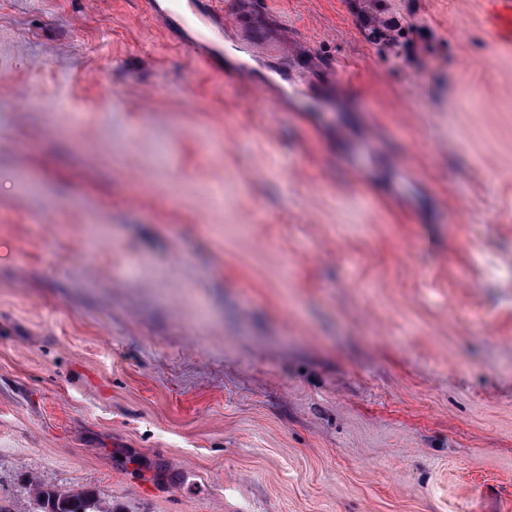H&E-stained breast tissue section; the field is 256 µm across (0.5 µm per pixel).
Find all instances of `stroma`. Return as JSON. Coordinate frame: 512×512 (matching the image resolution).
I'll use <instances>...</instances> for the list:
<instances>
[{"mask_svg": "<svg viewBox=\"0 0 512 512\" xmlns=\"http://www.w3.org/2000/svg\"><path fill=\"white\" fill-rule=\"evenodd\" d=\"M0 0V507L512 512V51L483 0ZM39 107H32L35 95ZM151 1L146 2L149 19L157 22L167 38H171L170 26L180 21L183 13L189 11L211 25L214 31L224 39V9L221 0H172L175 2L170 9L157 10ZM246 28L250 32V41H238L241 45L248 47L255 56L265 54L269 49V39L265 28L252 24H241L238 29ZM34 512H105L97 496L89 491L72 492L35 487Z\"/></svg>", "mask_w": 512, "mask_h": 512, "instance_id": "obj_1", "label": "stroma"}]
</instances>
